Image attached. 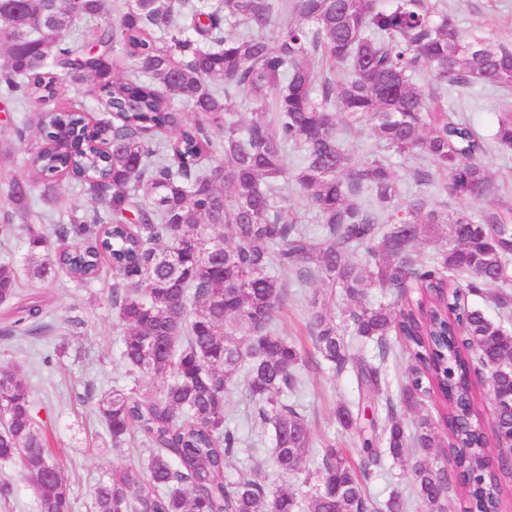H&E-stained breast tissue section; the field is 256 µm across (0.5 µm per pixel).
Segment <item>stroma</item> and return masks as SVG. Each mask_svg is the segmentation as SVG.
<instances>
[{
    "mask_svg": "<svg viewBox=\"0 0 512 512\" xmlns=\"http://www.w3.org/2000/svg\"><path fill=\"white\" fill-rule=\"evenodd\" d=\"M465 37L492 29L501 37H512V0H445ZM512 103V92L500 88H456L448 93V104L458 117L469 123L484 139L494 133L498 107ZM21 112L0 98V148L8 150V160L0 161V174H25L24 158L29 144L39 138L37 128L26 131L25 140H18L16 128ZM342 146L353 153H375L386 159L401 178L400 201H407L416 186L415 169L421 163L410 155L388 150L374 135L371 127L351 128L340 137ZM90 195L76 181L58 179L52 195H44L42 187H34L29 221L36 228L50 231L52 221L67 219L70 214L92 212ZM112 273L102 270L88 283H79L64 274L43 283L20 276L18 296L44 299L50 311V331L36 338L0 337V365L17 370L30 385L39 416L47 423L50 446L64 464L74 491L73 512H92L95 487L121 465L146 466L149 449L139 435H131L120 445H113L100 417L95 398L112 389H127L131 381L122 358L125 327L116 316L110 299ZM287 301L276 322L279 335L311 349L307 334L310 302L319 288L318 282L297 284L287 278ZM51 357V366H44V357ZM303 386L296 399L311 430L313 446L307 454L304 472L282 478L272 460V431L247 423L252 411L246 399L244 375H237L229 386L225 400V423L237 430L241 445L229 458L225 473L261 467L269 483H283L297 493L308 491V472L314 471L325 445L345 450L352 459H359L360 449L352 432L341 427L336 419L338 405H355L360 418H384L387 410L384 396L359 402L355 380L351 375H333L327 367L315 364L301 369ZM411 495L409 470L391 458H384L379 472L368 484V493L377 502H385L393 491Z\"/></svg>",
    "mask_w": 512,
    "mask_h": 512,
    "instance_id": "stroma-1",
    "label": "stroma"
}]
</instances>
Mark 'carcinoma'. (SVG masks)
<instances>
[{
  "instance_id": "obj_1",
  "label": "carcinoma",
  "mask_w": 512,
  "mask_h": 512,
  "mask_svg": "<svg viewBox=\"0 0 512 512\" xmlns=\"http://www.w3.org/2000/svg\"><path fill=\"white\" fill-rule=\"evenodd\" d=\"M107 2L0 0V92L32 111L42 134L27 148V174L6 183V203L25 219L33 185L67 175L83 180L97 204L53 225V241L29 230L26 270L39 281L63 270L84 283L102 265L112 268L135 387L113 390L96 407L112 443L136 432L150 445L146 467L98 484L95 512H406V497L394 492L380 504L366 484L382 456L404 461L412 447L424 453L409 467L416 497L425 512H446L448 460L434 452L437 428L425 418L410 430L392 407L362 425L350 406H338L341 426L358 432L361 464L327 446L302 497L271 487L259 468L225 475L240 438L224 425V396L241 369L254 422L273 429L278 471H299L312 447L292 402L308 358L274 328L286 305L282 273L300 284L317 279L355 303L338 323L313 299L307 328L316 363L354 375L359 400L389 391L385 362L396 347L413 357L401 402L413 408L435 394L449 409L468 512L501 508L499 479L512 476V461L497 471L484 465L490 441L473 421L470 352L479 347L494 368L493 423L512 434V331L469 306L461 289L481 295L512 284V198L496 196L488 145L448 108L447 92L512 88V39L491 29L466 39L433 0H113L115 19L90 29L88 46L70 39L74 20L98 18ZM276 24L271 43L263 33ZM123 58L138 77L117 74ZM338 65L347 69L342 82L333 76ZM70 75L89 81L87 92L105 100L112 118L93 121L80 103L58 98ZM242 94L251 110L244 125L230 120ZM340 116L425 164L411 200L395 204L399 178L386 160L342 147ZM493 139L512 148L511 107L498 110ZM291 145L304 152L292 171ZM436 175L450 197L492 199L480 221L429 202ZM288 181L309 199L319 232L280 205ZM422 237L440 242L427 265L413 259ZM371 288L396 301H366ZM17 295L18 269L0 263L8 335L49 331L42 301ZM354 341L375 345L379 363L354 357ZM0 462L30 474L36 512H71L69 477L50 452L31 388L7 366Z\"/></svg>"
}]
</instances>
